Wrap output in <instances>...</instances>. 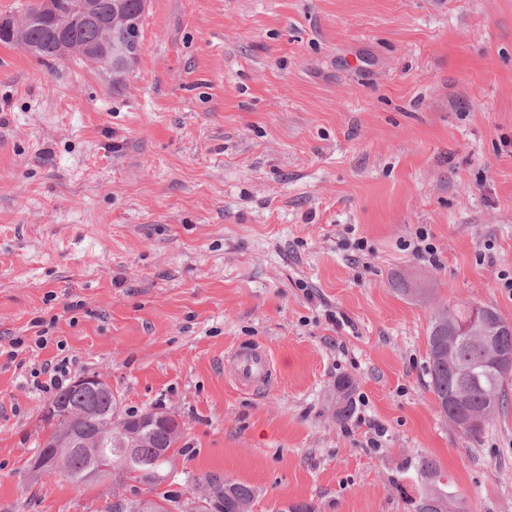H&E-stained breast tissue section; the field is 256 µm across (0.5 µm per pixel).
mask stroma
<instances>
[{
	"label": "stroma",
	"instance_id": "35a3bbf8",
	"mask_svg": "<svg viewBox=\"0 0 512 512\" xmlns=\"http://www.w3.org/2000/svg\"><path fill=\"white\" fill-rule=\"evenodd\" d=\"M504 270L512 0H151L117 93L0 43V512L112 493L27 473L50 400L32 374L63 358L181 423L158 493L217 474L253 512H414L406 461L428 455L467 512H512V379L467 440L427 374L434 308L512 322ZM254 344L275 368L257 394L224 374Z\"/></svg>",
	"mask_w": 512,
	"mask_h": 512
}]
</instances>
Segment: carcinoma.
<instances>
[{
    "label": "carcinoma",
    "instance_id": "1",
    "mask_svg": "<svg viewBox=\"0 0 512 512\" xmlns=\"http://www.w3.org/2000/svg\"><path fill=\"white\" fill-rule=\"evenodd\" d=\"M72 23L67 40L80 45H97L101 41L99 28L81 22L76 12H71ZM27 42L35 46L32 55L40 60L58 59V42L53 40L50 28L31 27L25 34ZM471 304H448L436 310L428 327L429 387L441 412L449 417L457 404H463L475 417L488 418L496 413L504 402V384L508 371L500 369L481 344H475L461 337L453 348H448V331L468 316ZM488 318L484 325L493 340L495 348L512 353V322L502 318L495 307L487 306ZM85 394L70 385L57 393L51 404L77 405ZM337 416L346 418L352 410V386L346 379L337 382ZM181 437V425L177 422L153 428L139 436L136 447L125 457L117 455L115 448L76 450L63 455L57 473L67 478L74 486L81 488L88 483L99 481L105 473L97 466L112 462V501L105 506V512H170L182 509L184 512H210V505L218 501L224 505V512H251L256 492L245 483L231 477L208 475L202 479L203 494L192 500L190 505L172 501L165 495L142 500L139 490L125 495L129 482H140L157 472L163 476L175 470L176 456L180 450L176 445ZM413 468L420 478V493L415 512H448L454 506L462 512L465 506L452 490L451 483L441 481L439 465L427 456H420Z\"/></svg>",
    "mask_w": 512,
    "mask_h": 512
}]
</instances>
